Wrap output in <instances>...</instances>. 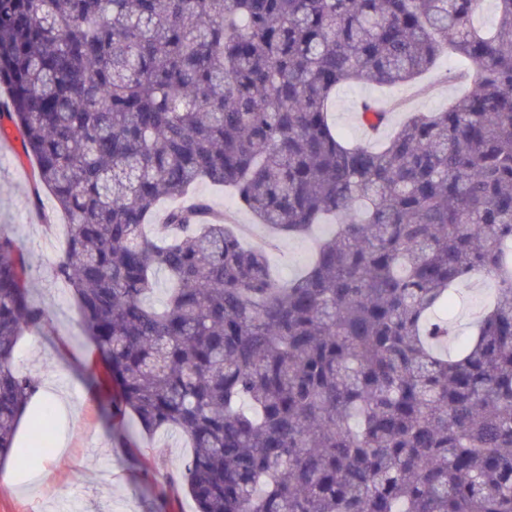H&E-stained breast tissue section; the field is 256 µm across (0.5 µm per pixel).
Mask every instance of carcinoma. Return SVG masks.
<instances>
[{
  "label": "carcinoma",
  "instance_id": "obj_1",
  "mask_svg": "<svg viewBox=\"0 0 512 512\" xmlns=\"http://www.w3.org/2000/svg\"><path fill=\"white\" fill-rule=\"evenodd\" d=\"M484 2L0 0V121L35 161L38 215L44 189L67 219L53 274L112 418L189 441L196 512H512V0L490 28ZM445 56L470 82L446 109L378 148L335 130L339 87ZM201 182L275 239L335 230L283 281ZM474 277L495 297L458 342ZM48 321L0 230V471L38 388L18 340Z\"/></svg>",
  "mask_w": 512,
  "mask_h": 512
}]
</instances>
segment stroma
<instances>
[{"label": "stroma", "instance_id": "1", "mask_svg": "<svg viewBox=\"0 0 512 512\" xmlns=\"http://www.w3.org/2000/svg\"><path fill=\"white\" fill-rule=\"evenodd\" d=\"M468 88L454 75L447 61L415 82L385 91L370 85L348 84L337 89L329 111L336 127L353 141L368 144L372 138L354 118L362 100L388 98L394 102L389 136L411 113L438 112L450 99ZM33 161L23 152L19 134L0 136V228L23 247L30 265L34 301L49 313L42 332L23 336L15 365L21 372L56 384L76 415H62L42 404H32L25 423L19 424L17 445L31 455L0 474V512H157L161 500L172 499L174 512H195L193 500L173 494L165 473L146 474L142 457L165 462L168 470L186 458L190 450L174 429L144 436L132 418L113 419L111 387L102 382L103 369L94 347L83 336L75 303L66 285L53 273V264L64 246V217H56L53 229L36 218L33 207ZM195 194L210 207L227 214L232 223L247 227L245 244L267 246L272 266L292 275L304 269L313 256L315 239L327 236L331 224L316 225L311 236L271 239L264 225L254 223L231 190L199 184ZM99 384H92V377ZM50 416L48 438L66 443L62 458L35 452L40 437L36 423ZM35 464L47 471L42 482L27 484L21 469Z\"/></svg>", "mask_w": 512, "mask_h": 512}]
</instances>
